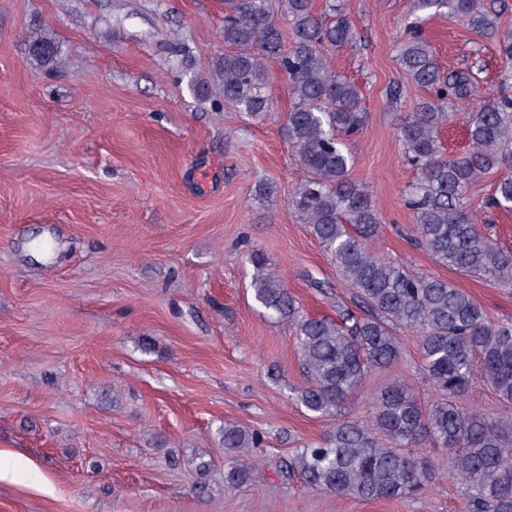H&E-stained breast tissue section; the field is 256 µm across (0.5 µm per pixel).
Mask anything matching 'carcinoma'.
Segmentation results:
<instances>
[{
  "label": "carcinoma",
  "instance_id": "1",
  "mask_svg": "<svg viewBox=\"0 0 512 512\" xmlns=\"http://www.w3.org/2000/svg\"><path fill=\"white\" fill-rule=\"evenodd\" d=\"M291 22L293 45L283 47L272 0H233L224 13V44L233 48L216 62L224 101L254 117L270 111L265 60L275 58L296 99L284 134L309 179L288 205L310 226L344 281L356 289L359 311L348 307L337 319L303 313L283 283L255 252V299L294 330L305 379L293 399L318 418L333 420L315 446L297 449L288 469L312 487L338 498L398 500L421 496L436 479L434 461L414 448H440L448 473L464 486L461 512H512V416L492 419L460 405L480 377L497 398L512 406V321L492 319L453 283L415 272L368 247L381 221L369 193L348 180L350 154L338 134L349 137L362 124L356 84L333 70L329 54L355 41L343 17L327 21L311 0H279ZM421 11L441 12L497 40L512 79V32L499 31L494 0H416ZM28 56L41 68L57 67L61 47L49 28L28 35ZM403 69L430 96L420 99L398 127V140L419 171L409 205L417 244L435 260L468 276L512 286V252L484 234L464 190L495 167L512 166V97L478 101L473 72L445 73L421 34L400 55ZM472 107L469 148L449 157L439 132L448 105ZM493 204L512 208V176L496 184ZM421 335L422 369L441 399L425 407L404 381L388 383L372 401L369 418L346 413L367 377L397 363V330ZM262 438L234 425L222 429L224 449L237 454L227 479L248 482L257 465L246 460Z\"/></svg>",
  "mask_w": 512,
  "mask_h": 512
}]
</instances>
